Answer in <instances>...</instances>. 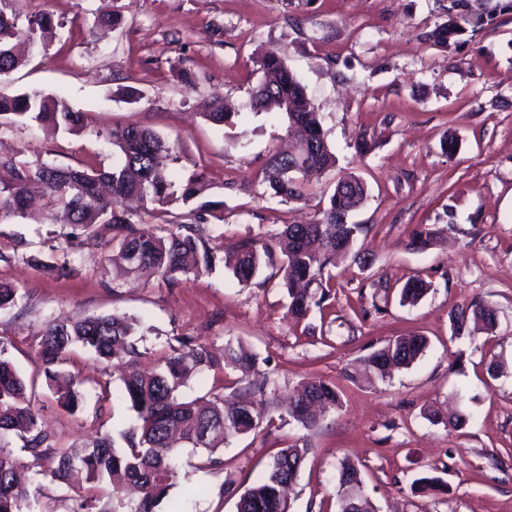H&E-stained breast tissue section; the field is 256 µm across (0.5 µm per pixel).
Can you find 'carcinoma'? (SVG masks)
<instances>
[{"instance_id":"1","label":"carcinoma","mask_w":512,"mask_h":512,"mask_svg":"<svg viewBox=\"0 0 512 512\" xmlns=\"http://www.w3.org/2000/svg\"><path fill=\"white\" fill-rule=\"evenodd\" d=\"M10 2L0 0V83L22 64L13 52L12 40H33L38 32L53 24L47 15L30 17L26 24H18L16 14L7 13ZM280 60L277 52L266 50L254 61L265 79L250 93L248 105L256 114H281V101L286 100L296 111L302 134L322 137L316 154H275L262 173L261 183L271 195L302 200L312 193L309 173L335 167L336 156L325 140L318 108L294 73L280 67ZM204 116L222 126L233 113L224 111V104L218 101ZM2 119H30L69 132L86 128L84 115L73 111L65 99L38 89L14 95L0 90ZM105 137L116 157L110 171L32 164L17 156L0 157V169L11 172V180H0V220L23 215L30 199L38 195L56 210L55 223L71 228L55 247V262L48 263L36 254L23 257L24 262L36 271L66 274L73 269L74 240L82 236L91 238L96 225L110 224L116 229L112 250L118 252L128 273L150 269L167 284L176 285L191 274L212 271L217 255L209 241L214 236L197 224H185V232H175L173 222L166 219L172 203L180 200L186 204L202 196L207 189L204 177L194 176L182 191L175 190L169 173L158 162L160 154L170 152L172 146L148 128H112L105 132ZM344 182L352 188L343 201L349 217L363 204L367 187L354 174L341 177L337 184ZM336 197L337 193L331 194L328 206L312 224H286L272 243L258 237L241 243L231 267L233 277L247 283L263 267L277 265L288 293V317L297 323L329 298L327 267L337 254L354 250L363 263H368V253L357 247L366 226L337 222ZM129 198L143 204L146 219L137 227L123 207ZM452 229L451 224L442 228L415 224L406 247L425 250L435 244L440 234ZM428 290L429 284L416 278L401 288L400 299L404 304L415 305ZM22 298L21 286L0 282V310L17 307ZM471 319L483 322L490 331L497 321L491 305L473 303L452 316L454 337H465ZM138 328L136 318L117 314L80 319L58 317L46 325L37 351L38 365L63 409L73 412L82 401L78 377L60 369L74 348L87 349L102 361L127 367L122 398L134 412V420L117 434H103L84 447L53 448L47 444L48 435L41 429L39 410L27 398V382L5 356L6 343L0 338V512H51L42 503L41 486L24 485L19 480L18 449L32 459L31 466L37 475L63 483L75 471L84 474L86 491L71 497L70 512H155L180 477L174 455L176 443L214 454L228 440L261 426L268 411L263 400L254 398V394L262 393L260 386L251 390L252 398L230 406L224 405L222 395L205 403L181 395V388L193 374L205 370L221 374L227 369L246 371L255 364L253 356L230 340L220 348L194 340L182 341L180 347L170 348L160 358L157 371L143 375L131 367L139 355L134 340ZM426 347L427 339L423 336H394L363 359L364 370L383 376L389 364L407 368ZM340 406L336 385L313 379L306 381L290 400L286 414L310 430L317 423L314 409ZM428 414L456 429L463 427L468 418L460 409L444 416L439 409L430 408ZM308 452L306 443L280 449L264 477L239 495L236 512H281L285 488L297 481ZM336 502V512H376L364 491L358 466L349 459L340 463Z\"/></svg>"}]
</instances>
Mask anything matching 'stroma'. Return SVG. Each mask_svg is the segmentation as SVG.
<instances>
[{
	"instance_id": "1",
	"label": "stroma",
	"mask_w": 512,
	"mask_h": 512,
	"mask_svg": "<svg viewBox=\"0 0 512 512\" xmlns=\"http://www.w3.org/2000/svg\"><path fill=\"white\" fill-rule=\"evenodd\" d=\"M11 8L22 19L49 14L55 27L26 48L10 91L62 97L87 126L70 134L32 120L0 125L1 154L108 169L107 129L150 128L174 147L167 169L175 185L205 176L208 200L223 205L227 249L312 222L345 174L368 187L352 220L368 228L362 242L372 264L351 254L338 260L324 311L298 323L278 279L241 283L220 263L171 287L155 276L120 277L99 261L113 236L107 224L76 246L74 273L37 272L21 256L51 257L63 232L51 207L38 201L1 220L0 281L26 296L0 313V336L35 383L32 402L52 445L88 443L128 425L131 413L120 400L122 367L81 348L67 367L79 375L84 403L73 413L56 405L35 363L46 323L125 314L140 322L142 370L184 338L218 347L233 339L256 356L250 372L227 370L220 385L212 372L195 375L188 397L219 391L233 402L249 383H267V421L225 443L218 465L206 466L205 449H178L181 482L163 512L175 500L185 512H236L272 455L304 441L311 449L291 512H336L346 458L378 512H512V374L487 373L492 358H512V0H12ZM108 14L120 25H102ZM449 21L458 29L444 49L428 36ZM268 49L305 86L336 155L302 201L270 197L259 181L269 157L288 145L281 116L247 106L260 79L252 59ZM219 96L234 111L224 127L203 116ZM448 137L457 142L451 154L441 147ZM415 224L442 227L440 243L406 249ZM413 278L430 289L417 305L400 304ZM478 301L497 311L494 337L454 338L451 314ZM411 334L428 341L414 364L384 378L363 373L361 359ZM311 379L335 383L342 405L307 430L283 416L282 404ZM451 404L471 413L465 428L426 418L429 406ZM423 477L445 491H412Z\"/></svg>"
}]
</instances>
